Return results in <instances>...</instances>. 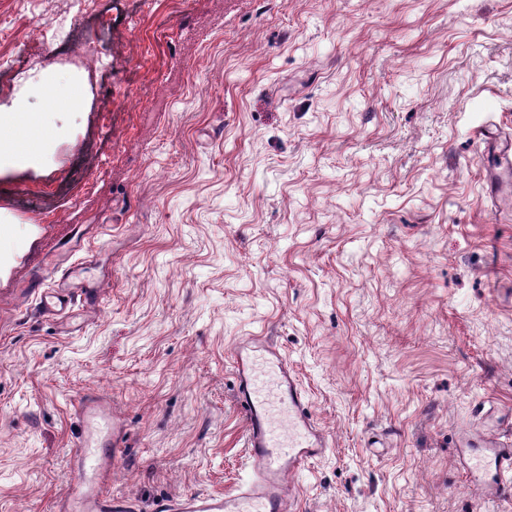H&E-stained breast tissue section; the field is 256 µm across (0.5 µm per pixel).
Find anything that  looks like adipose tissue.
<instances>
[{
	"label": "adipose tissue",
	"mask_w": 512,
	"mask_h": 512,
	"mask_svg": "<svg viewBox=\"0 0 512 512\" xmlns=\"http://www.w3.org/2000/svg\"><path fill=\"white\" fill-rule=\"evenodd\" d=\"M44 124V113L25 111L21 104L0 109V169L37 161L32 145Z\"/></svg>",
	"instance_id": "adipose-tissue-1"
}]
</instances>
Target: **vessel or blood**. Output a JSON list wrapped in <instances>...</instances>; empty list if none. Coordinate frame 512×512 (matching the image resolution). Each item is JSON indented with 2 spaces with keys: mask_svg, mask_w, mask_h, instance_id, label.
Instances as JSON below:
<instances>
[{
  "mask_svg": "<svg viewBox=\"0 0 512 512\" xmlns=\"http://www.w3.org/2000/svg\"><path fill=\"white\" fill-rule=\"evenodd\" d=\"M234 371L252 479L231 493L160 498L152 512H293L296 497L287 476L323 454L324 437L292 369L264 340L253 336L237 344ZM75 418L73 476L57 512H133L127 498L107 490L125 437L111 400L95 391L84 393ZM459 460L481 477L488 500L512 499V447L463 448Z\"/></svg>",
  "mask_w": 512,
  "mask_h": 512,
  "instance_id": "1",
  "label": "vessel or blood"
}]
</instances>
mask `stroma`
Segmentation results:
<instances>
[{"mask_svg": "<svg viewBox=\"0 0 512 512\" xmlns=\"http://www.w3.org/2000/svg\"><path fill=\"white\" fill-rule=\"evenodd\" d=\"M107 9L101 73L29 41L71 0H0L25 77L0 104L48 115L0 171V512H54L86 391L135 512L246 484L249 336L326 437L296 512H512L456 461L512 441V197L480 142L512 138V0H88L77 28ZM46 77L86 103L50 109ZM62 239L99 288L65 320L23 292Z\"/></svg>", "mask_w": 512, "mask_h": 512, "instance_id": "35a3bbf8", "label": "stroma"}]
</instances>
